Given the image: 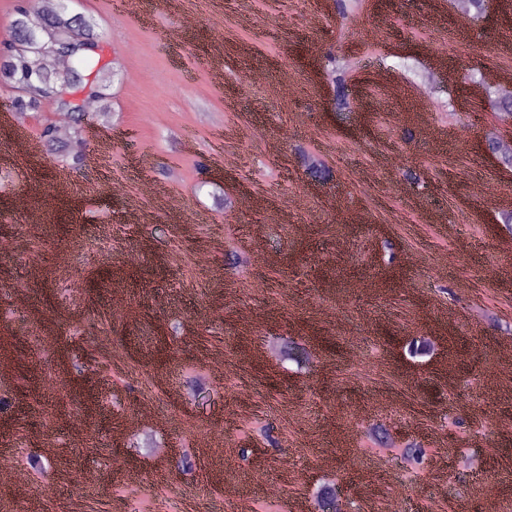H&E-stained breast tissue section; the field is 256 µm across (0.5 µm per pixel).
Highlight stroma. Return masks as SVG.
<instances>
[{"instance_id": "1", "label": "stroma", "mask_w": 512, "mask_h": 512, "mask_svg": "<svg viewBox=\"0 0 512 512\" xmlns=\"http://www.w3.org/2000/svg\"><path fill=\"white\" fill-rule=\"evenodd\" d=\"M88 20L118 74L85 132L87 160L69 194L37 201L28 223L18 199L25 169L45 183L47 145L0 161V330L20 340L36 395L0 429V454L23 467L40 445L31 435L70 397L71 385L109 382L98 395L105 426L85 445L55 434V470L71 472L55 494L48 477L13 501L14 512H315L314 494L339 487L345 512H512V168L479 152L486 133L512 135L474 85L496 70L512 79V27L461 25V0H362L338 16L336 0H147L134 21L114 0H67ZM350 67L359 102L336 111L314 66L327 54ZM427 100L439 139L412 129ZM323 155L332 176L308 179L295 148ZM145 175L168 185V211L140 191ZM416 171L419 183L407 180ZM401 192H392L394 182ZM255 265L235 269L236 248ZM66 254L37 283L26 307L27 254ZM446 270H439V263ZM127 286L128 309L113 316L110 286ZM432 352L410 357L407 339ZM293 359L268 357L267 345ZM224 377L201 381L213 354ZM158 416L159 458L137 447L140 430L117 435V420L142 403ZM241 416V429L227 426ZM409 432L423 462L386 454L375 427ZM230 448L211 464L202 443ZM260 448V460L241 456ZM494 455L482 473L461 459ZM192 459L179 470L180 453ZM335 455L334 468L320 465ZM112 463L111 482L83 473ZM278 485L271 502L225 498L224 485ZM164 488H157V479ZM139 485L136 498L114 487Z\"/></svg>"}]
</instances>
